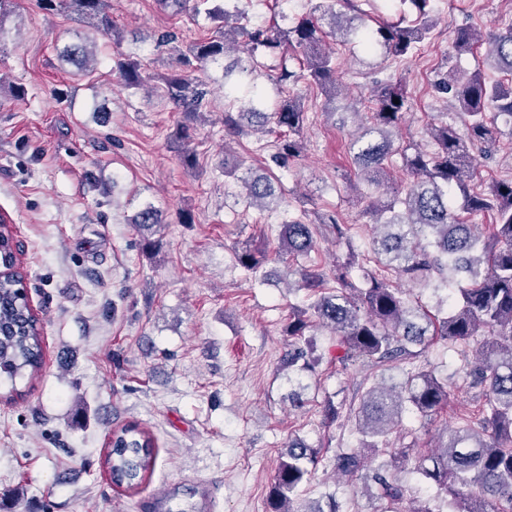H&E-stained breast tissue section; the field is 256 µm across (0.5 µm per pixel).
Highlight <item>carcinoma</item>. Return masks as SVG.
Returning <instances> with one entry per match:
<instances>
[{"instance_id":"carcinoma-1","label":"carcinoma","mask_w":512,"mask_h":512,"mask_svg":"<svg viewBox=\"0 0 512 512\" xmlns=\"http://www.w3.org/2000/svg\"><path fill=\"white\" fill-rule=\"evenodd\" d=\"M66 8L97 31L116 33L108 0H61ZM162 9L177 16L192 9L215 24L217 34L200 38L183 51L159 76L161 92L182 113L180 128L182 163L191 168L196 153L186 141L190 124L205 108L206 91L195 75L227 54L236 59L224 66V139L277 129L268 145V159L257 174L243 158L224 150V176L240 181L245 195L235 202L261 211L276 210L286 203L284 187L274 169L288 170L304 151V93L318 90L336 97V59L323 47L330 33L345 45L360 44L383 60L408 59L433 36L438 18L431 0H401L415 11L405 22L366 24L356 0H316L309 16L284 28L279 23H253L247 0H225L224 7H207L210 0H158ZM453 53L488 46L487 58L499 72L512 75V24L482 35L470 27L454 31ZM62 58L81 71L97 65L95 47L84 42L65 47ZM112 72L127 89L147 80L141 60L123 52L113 57ZM369 89L372 111L349 113V151L356 174L381 187L390 174L389 162L400 156L407 181L386 199L366 198L353 185L366 213L374 217L369 245L372 264L359 260L352 227L341 224L336 213L319 223L329 225L336 242L347 249L346 261L333 269L336 286L327 288L328 276L312 265H295L316 248V223L306 211L285 218L273 249L245 242L234 249L237 265L255 277L268 252L288 261L284 276L288 287L304 290L313 301L288 315L285 332L293 338L283 367L308 373L321 356L310 337L311 329L323 328L336 337V360H361L373 370L386 371L412 364L419 357L415 346L432 333L448 341L462 363L465 375L485 396L482 409L447 428V439L416 459L418 471L438 492L451 495L454 503L474 502L461 512H512V179L493 181L488 188L475 187L481 161L496 152L504 125L512 129V86L487 80L479 71L457 67L437 75L432 83L436 96L451 100L459 123L432 124L426 128L432 149L404 144L402 129L411 103L405 88L378 70ZM266 78L274 97L259 87ZM488 214L487 233L468 218ZM130 223L141 233V249L154 252L161 246L164 211L148 203ZM0 374L10 382L38 374L44 358L39 319L20 291L14 271L17 246L9 226L0 224ZM444 290L437 302L438 315L430 317L408 289ZM451 377L437 367H414L387 387L377 382L360 395L357 443L336 450V472L356 480H372L384 512H434L427 504L403 507L405 489L392 471L398 457L389 453V438L402 431L406 415L430 417L448 404ZM153 436L136 424L112 432L107 464L112 483L129 490L138 488L156 462ZM318 452L303 439L288 442L281 454L269 492L270 512H340L333 494L323 504L298 508L294 502L317 469Z\"/></svg>"}]
</instances>
